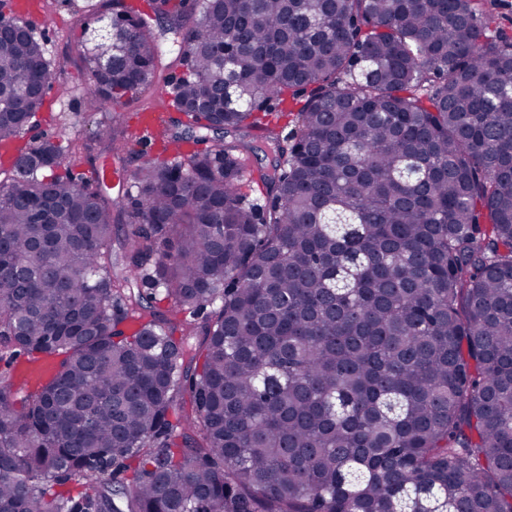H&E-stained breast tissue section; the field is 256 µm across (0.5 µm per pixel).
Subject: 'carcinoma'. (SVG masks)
Instances as JSON below:
<instances>
[{
  "instance_id": "1",
  "label": "carcinoma",
  "mask_w": 512,
  "mask_h": 512,
  "mask_svg": "<svg viewBox=\"0 0 512 512\" xmlns=\"http://www.w3.org/2000/svg\"><path fill=\"white\" fill-rule=\"evenodd\" d=\"M496 5L155 0L182 67L160 142L194 150L103 126L0 165V347L55 363L21 400L0 378V512H512ZM129 40L83 39L90 107L155 84L151 23ZM61 76L0 39V149ZM95 143L123 196L73 172Z\"/></svg>"
}]
</instances>
